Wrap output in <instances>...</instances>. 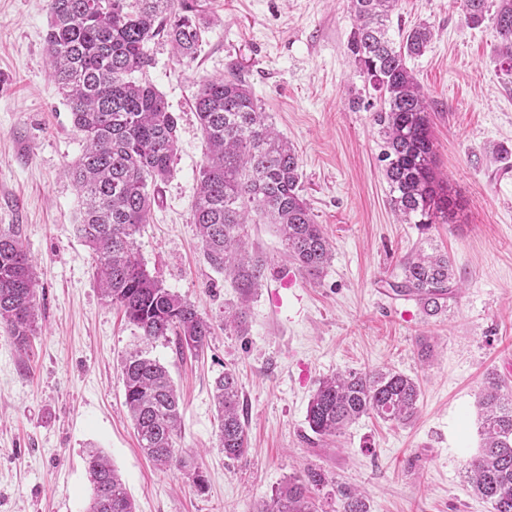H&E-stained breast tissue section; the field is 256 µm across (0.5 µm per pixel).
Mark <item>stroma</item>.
<instances>
[{"mask_svg":"<svg viewBox=\"0 0 512 512\" xmlns=\"http://www.w3.org/2000/svg\"><path fill=\"white\" fill-rule=\"evenodd\" d=\"M210 20L198 56L178 62L152 41L147 76L177 120L171 176L136 237L146 269L195 305L212 334L204 352L149 347L181 397L175 446L186 465L157 469L140 451L124 404L121 363L140 330L107 305L64 170L82 152L49 78L47 0H0V231L18 229L39 290L38 334L20 351L0 329V512H86L84 457L98 448L136 512H256L307 470L364 493L370 512H492L464 476L481 445L476 400L486 371L512 386V75L497 61L492 19L470 26L463 0H400L394 28L428 22L434 37L409 66L427 93L436 172L456 194L454 224L401 223L387 201L381 136L354 99L375 100L348 50L345 0H191ZM237 73L301 159L303 195L333 258L316 278L283 258L272 225L245 227L265 266L257 288L206 261L192 205L205 162L193 96ZM448 253L464 278L436 317L388 288L417 250ZM246 313L243 331L224 316ZM429 354H422V346ZM381 367L414 378L407 425L365 416L337 437L306 421L319 381ZM235 372L249 451L218 446L214 382ZM201 473L197 488L193 473Z\"/></svg>","mask_w":512,"mask_h":512,"instance_id":"1","label":"stroma"}]
</instances>
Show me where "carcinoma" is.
<instances>
[{
	"label": "carcinoma",
	"mask_w": 512,
	"mask_h": 512,
	"mask_svg": "<svg viewBox=\"0 0 512 512\" xmlns=\"http://www.w3.org/2000/svg\"><path fill=\"white\" fill-rule=\"evenodd\" d=\"M356 17L348 48L379 103L365 105L383 140L380 161L392 210L406 224L427 229L449 224L456 203L437 177L436 148L426 94L407 60L423 55L433 31L420 23L391 34L399 0H347ZM468 23L479 26L488 0H464ZM49 77L57 85L83 137V150L66 170L81 202L78 231L96 258L104 299L141 330L146 343L174 341L175 352L203 350L211 324L195 305L165 288L146 270L136 235L147 223L158 183L173 169L177 122L168 103L147 78V44L164 38L178 61H193L206 18L187 0H47ZM500 37L498 62L512 72V0H498L494 15ZM194 109L208 153L192 207L208 263L237 273L239 287L254 288L263 265L245 264L244 227L273 224L284 255L310 276L332 260L322 225L301 195V161L288 139L267 123L248 85L236 74L204 81ZM37 281L31 257L11 230L0 233V327L25 351L37 334ZM399 296L428 315L455 301L462 288L446 254L419 251L401 263L389 282ZM125 404L142 451L159 467L180 462L174 437L180 401L168 370L138 350L121 367ZM417 382L379 369L336 373L319 381L306 421L323 438L336 437L363 416L409 424L417 412ZM218 441L224 457L248 452L235 373L215 380ZM482 444L466 464L465 477L493 512H512V391L494 372L478 400ZM93 489L87 512H135L125 484L98 451L84 458ZM329 484L309 469L281 486L258 512H319L312 491ZM336 512H370L365 497L336 485Z\"/></svg>",
	"instance_id": "1"
}]
</instances>
